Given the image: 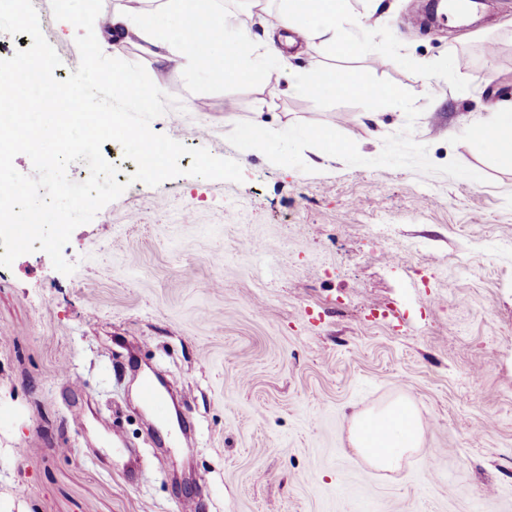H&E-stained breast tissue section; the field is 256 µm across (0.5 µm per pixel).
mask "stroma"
Here are the masks:
<instances>
[{"mask_svg": "<svg viewBox=\"0 0 512 512\" xmlns=\"http://www.w3.org/2000/svg\"><path fill=\"white\" fill-rule=\"evenodd\" d=\"M33 4L66 79L77 30L50 0ZM348 7L363 50L302 45L289 71L362 69L413 93L429 159L484 182L274 165L231 145L234 124L322 123L373 158L405 114L321 108L260 77L200 73L123 26L102 31L105 55L143 65L178 101L152 131L237 160L245 180L132 183L73 231L74 273L40 250L0 267V512H178L186 497L199 512H512V163L459 134L512 101V0L457 25L420 24L417 0ZM149 369L180 393L191 438L142 405ZM401 393L423 448L371 475L351 420Z\"/></svg>", "mask_w": 512, "mask_h": 512, "instance_id": "stroma-1", "label": "stroma"}]
</instances>
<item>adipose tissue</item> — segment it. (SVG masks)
<instances>
[{
	"mask_svg": "<svg viewBox=\"0 0 512 512\" xmlns=\"http://www.w3.org/2000/svg\"><path fill=\"white\" fill-rule=\"evenodd\" d=\"M117 20L147 43L176 50L189 67L220 79L246 81L258 74L282 79L279 58L296 32L308 48L323 46L337 56H352L360 49L359 37L346 29L345 0H281L277 22L269 28L277 39L268 43L266 62L258 69L243 63L255 51L250 29L234 13L214 10L212 0H163L147 14L130 4ZM461 135L474 152L512 160V101L502 102L489 118L467 126ZM424 432L418 408L399 397L354 417L350 441L370 468L395 472L420 450Z\"/></svg>",
	"mask_w": 512,
	"mask_h": 512,
	"instance_id": "obj_1",
	"label": "adipose tissue"
}]
</instances>
